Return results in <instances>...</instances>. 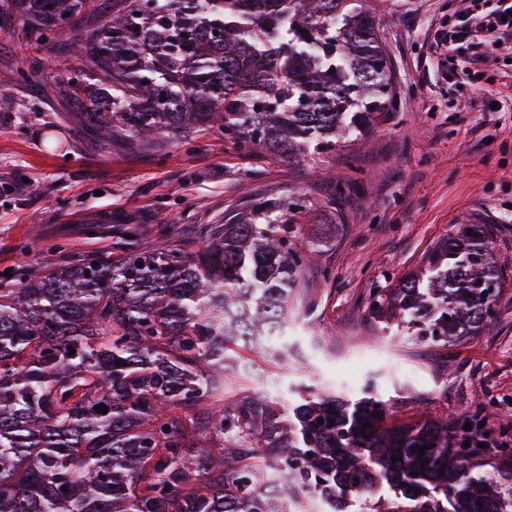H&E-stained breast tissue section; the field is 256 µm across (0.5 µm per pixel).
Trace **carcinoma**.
Returning <instances> with one entry per match:
<instances>
[{
  "mask_svg": "<svg viewBox=\"0 0 512 512\" xmlns=\"http://www.w3.org/2000/svg\"><path fill=\"white\" fill-rule=\"evenodd\" d=\"M2 21L39 53L17 81L51 88L104 144L218 122L236 145L316 165L395 103L371 0H0ZM59 50L74 66L56 67ZM309 212L258 201L193 250L126 224L123 254L0 288V512H296L305 494L329 512H512V452L484 457L478 411L450 432L446 415L396 423L371 392L228 395L242 352L290 356L258 340L294 320ZM492 237L461 225L371 312L432 343L479 333L503 288Z\"/></svg>",
  "mask_w": 512,
  "mask_h": 512,
  "instance_id": "1",
  "label": "carcinoma"
}]
</instances>
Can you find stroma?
<instances>
[{"label":"stroma","mask_w":512,"mask_h":512,"mask_svg":"<svg viewBox=\"0 0 512 512\" xmlns=\"http://www.w3.org/2000/svg\"><path fill=\"white\" fill-rule=\"evenodd\" d=\"M463 7L379 0L398 108L337 149L332 180L230 143L215 127L188 145H98L64 120L49 92L37 97L12 81L23 52L0 44V282L46 261L117 256L124 225H141L150 241L164 216L175 217L178 239L194 244L233 210L296 193L315 210L299 227L308 260L288 329L296 361L252 352L248 388L284 401L294 384L355 400L372 385L394 402L398 420L477 410L486 431L512 442V87L500 83L512 75V51L498 52L488 71L502 110H475L463 60L446 69L447 47L432 45ZM102 206L111 207V223L66 221ZM462 224L494 229L504 277L497 319L450 345L382 329L368 308L370 289L393 287Z\"/></svg>","instance_id":"obj_1"}]
</instances>
